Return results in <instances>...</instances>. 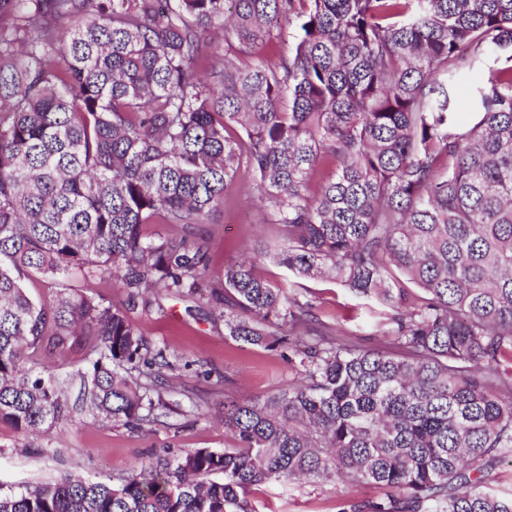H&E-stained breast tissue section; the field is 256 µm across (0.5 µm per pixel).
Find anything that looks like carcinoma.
<instances>
[{"label": "carcinoma", "instance_id": "carcinoma-1", "mask_svg": "<svg viewBox=\"0 0 512 512\" xmlns=\"http://www.w3.org/2000/svg\"><path fill=\"white\" fill-rule=\"evenodd\" d=\"M282 22L288 53L243 61ZM245 176L279 263L378 301L384 342L319 329L252 258L208 276L204 224ZM104 273L123 303L70 284ZM159 289L208 292L297 377L224 403L231 448L0 491V512H256L253 487L304 478L384 489L370 512H512L489 479L512 462V0H0V424L162 423L177 364L128 316ZM86 360L84 359L83 353L79 349L70 351L62 363H60L59 370L57 371L62 379L69 380L71 382V395L74 398L77 395L79 388V380L76 374L79 370H83L86 367Z\"/></svg>", "mask_w": 512, "mask_h": 512}]
</instances>
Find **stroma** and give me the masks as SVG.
<instances>
[{
	"label": "stroma",
	"mask_w": 512,
	"mask_h": 512,
	"mask_svg": "<svg viewBox=\"0 0 512 512\" xmlns=\"http://www.w3.org/2000/svg\"><path fill=\"white\" fill-rule=\"evenodd\" d=\"M277 240V227L268 223L254 184L241 179L205 227L211 276H219L225 266L250 254L257 257L259 271L269 282L289 278V271L274 259ZM301 284L324 324L342 325L353 340L369 345L362 298L327 277L305 278ZM129 317L152 345L185 358L187 365L178 370L173 384L195 389L203 397L200 413H173L162 424L134 430L100 424L85 412L31 442L0 425V489L19 491L69 474L108 481L168 451L232 447V437L220 422L225 399L265 397L292 376L281 350L228 336L206 297L183 301L160 293L149 308L135 307ZM381 494L374 485L345 486L328 480L266 483L254 487L250 498L258 512H340L346 502L367 503Z\"/></svg>",
	"instance_id": "1"
}]
</instances>
